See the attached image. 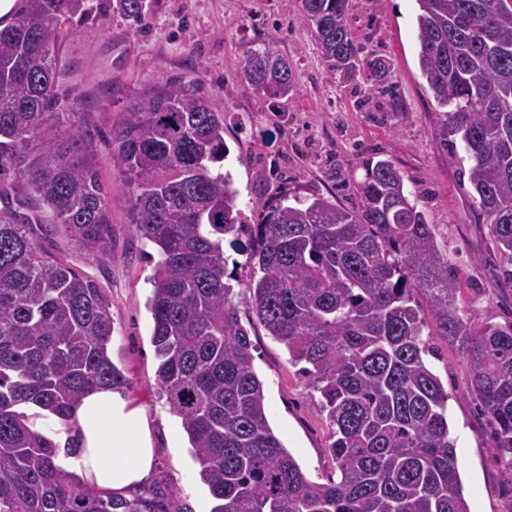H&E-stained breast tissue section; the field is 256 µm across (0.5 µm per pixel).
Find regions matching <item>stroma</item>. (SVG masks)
Listing matches in <instances>:
<instances>
[{
	"label": "stroma",
	"mask_w": 512,
	"mask_h": 512,
	"mask_svg": "<svg viewBox=\"0 0 512 512\" xmlns=\"http://www.w3.org/2000/svg\"><path fill=\"white\" fill-rule=\"evenodd\" d=\"M297 5L298 0H152L142 26L109 14L92 18L75 28L65 46L67 60L80 68L76 93L97 132L99 172L112 186V252L107 261L97 262L75 252L59 233L47 235L43 244L95 280L111 303L112 360L129 378L126 394L144 408L157 442L149 485L168 491V512H212L214 501L199 479L180 419L157 390L146 306L155 249L133 232L128 193L112 169L109 129L135 93L159 81L198 80L225 107L224 168L250 224L261 212V170L291 190H319L352 208L356 196L330 176L329 167L355 169L368 154L391 157L418 188L429 222L453 251L463 277L477 287L474 319L501 322L512 313V291L499 277L501 260L469 207L463 174L468 163L450 153L434 132V102L418 66L415 0H377L373 11L357 8L350 18L352 35L390 61L394 102L407 114L397 129L380 113L359 111L348 92L330 86L307 28L297 21ZM273 29L279 32V50L301 76L298 98L286 112L241 77L246 47L262 42ZM251 340L272 430L307 475L322 480L332 466L318 393L263 327H254ZM428 343L434 371L448 392L449 426L471 512H512V495L494 458L495 440L466 392L469 368L445 338L433 335Z\"/></svg>",
	"instance_id": "35a3bbf8"
}]
</instances>
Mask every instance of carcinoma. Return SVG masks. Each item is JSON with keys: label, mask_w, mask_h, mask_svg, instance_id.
Wrapping results in <instances>:
<instances>
[{"label": "carcinoma", "mask_w": 512, "mask_h": 512, "mask_svg": "<svg viewBox=\"0 0 512 512\" xmlns=\"http://www.w3.org/2000/svg\"><path fill=\"white\" fill-rule=\"evenodd\" d=\"M415 2L435 132L468 159L470 208L512 284V0ZM109 8L133 23L147 15L146 0ZM92 11L89 0H17L0 21V512H164L58 469L59 446L22 411L65 419L89 390L130 384L112 360L101 288L41 245V225L59 224L87 257L110 254L95 133L62 91L77 74L64 58L71 24ZM352 12L353 0H299L297 15L330 80L365 102L389 97V64L364 55ZM277 42L271 33L247 47L242 76L291 102L300 76ZM110 140L130 224L158 255L148 299L157 387L181 419L212 512H470L448 391L426 360L430 325L469 363L467 391L512 494V321L468 316L470 283L392 158L364 160L360 180L345 176L354 209L285 188L245 224L224 171V109L197 84L156 83L123 109ZM243 234L254 262L244 284L224 252ZM242 308L320 394L334 471L323 482L269 426Z\"/></svg>", "instance_id": "cac0c4a2"}]
</instances>
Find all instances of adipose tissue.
<instances>
[{
  "instance_id": "1",
  "label": "adipose tissue",
  "mask_w": 512,
  "mask_h": 512,
  "mask_svg": "<svg viewBox=\"0 0 512 512\" xmlns=\"http://www.w3.org/2000/svg\"><path fill=\"white\" fill-rule=\"evenodd\" d=\"M32 428L58 443L56 466L99 491L136 492L148 481L156 447L145 411L109 388L87 392L68 418L27 406Z\"/></svg>"
}]
</instances>
